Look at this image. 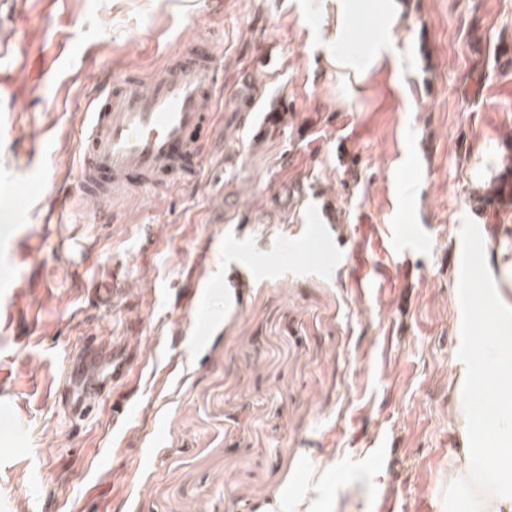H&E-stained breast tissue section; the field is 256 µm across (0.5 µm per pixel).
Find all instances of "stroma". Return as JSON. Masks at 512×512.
Listing matches in <instances>:
<instances>
[{"label": "stroma", "mask_w": 512, "mask_h": 512, "mask_svg": "<svg viewBox=\"0 0 512 512\" xmlns=\"http://www.w3.org/2000/svg\"><path fill=\"white\" fill-rule=\"evenodd\" d=\"M18 2L0 9V407L18 425L0 512H254L319 466L329 512H442L456 362L512 262L462 256L458 233L512 228L485 203L512 141V0H410L399 78L355 95L315 47L319 0ZM199 39L224 85L194 180L73 196L100 79ZM388 228L412 254L386 257Z\"/></svg>", "instance_id": "stroma-1"}]
</instances>
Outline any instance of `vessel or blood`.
I'll list each match as a JSON object with an SVG mask.
<instances>
[{"instance_id":"obj_1","label":"vessel or blood","mask_w":512,"mask_h":512,"mask_svg":"<svg viewBox=\"0 0 512 512\" xmlns=\"http://www.w3.org/2000/svg\"><path fill=\"white\" fill-rule=\"evenodd\" d=\"M218 82L204 40L171 53L151 78L132 69L104 78L78 162L77 195L157 194L193 180Z\"/></svg>"}]
</instances>
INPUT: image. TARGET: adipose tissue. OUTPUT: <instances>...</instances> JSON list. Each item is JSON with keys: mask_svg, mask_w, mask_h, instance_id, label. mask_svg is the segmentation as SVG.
<instances>
[{"mask_svg": "<svg viewBox=\"0 0 512 512\" xmlns=\"http://www.w3.org/2000/svg\"><path fill=\"white\" fill-rule=\"evenodd\" d=\"M407 0H322L323 27L315 42L337 77L354 89L373 73L397 75L401 50L395 34L407 22ZM369 13L381 32L363 53L349 51L356 21ZM502 321L478 355L467 356L463 376L483 380L495 370L496 410L485 415L470 393L457 395L454 462L448 470V512H512V297L501 298Z\"/></svg>", "mask_w": 512, "mask_h": 512, "instance_id": "adipose-tissue-1", "label": "adipose tissue"}]
</instances>
